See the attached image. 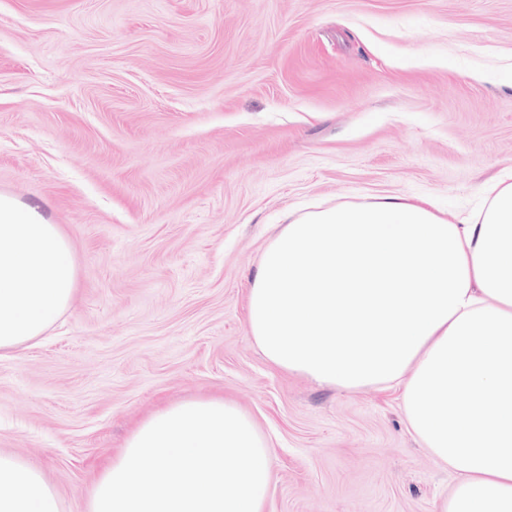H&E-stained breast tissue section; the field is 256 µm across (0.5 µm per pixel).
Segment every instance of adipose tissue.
I'll return each instance as SVG.
<instances>
[{
	"instance_id": "obj_1",
	"label": "adipose tissue",
	"mask_w": 512,
	"mask_h": 512,
	"mask_svg": "<svg viewBox=\"0 0 512 512\" xmlns=\"http://www.w3.org/2000/svg\"><path fill=\"white\" fill-rule=\"evenodd\" d=\"M451 224L428 201L373 196L302 213L264 249L252 339L276 368L346 391L398 387L408 425L454 479L439 512H512V175ZM73 249L0 193V358L41 341L75 292ZM0 512H61L0 452Z\"/></svg>"
}]
</instances>
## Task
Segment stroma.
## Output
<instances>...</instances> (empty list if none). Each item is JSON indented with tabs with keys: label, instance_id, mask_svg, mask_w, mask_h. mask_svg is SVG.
I'll return each instance as SVG.
<instances>
[{
	"label": "stroma",
	"instance_id": "35a3bbf8",
	"mask_svg": "<svg viewBox=\"0 0 512 512\" xmlns=\"http://www.w3.org/2000/svg\"><path fill=\"white\" fill-rule=\"evenodd\" d=\"M511 165L512 0H0V192L77 266L0 359V451L86 512L138 423L225 397L270 444L268 512H438L399 389L274 367L247 286L289 214L391 195L454 223Z\"/></svg>",
	"mask_w": 512,
	"mask_h": 512
}]
</instances>
